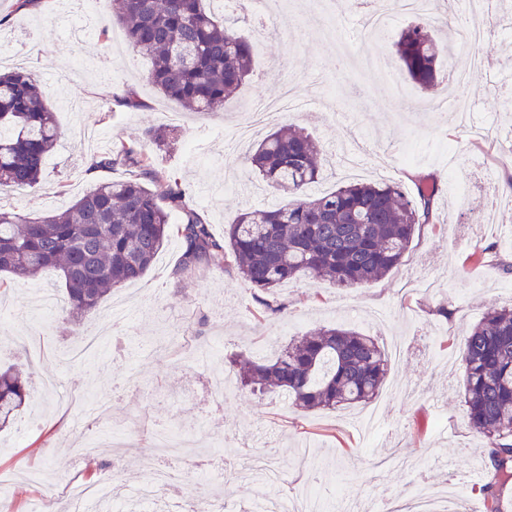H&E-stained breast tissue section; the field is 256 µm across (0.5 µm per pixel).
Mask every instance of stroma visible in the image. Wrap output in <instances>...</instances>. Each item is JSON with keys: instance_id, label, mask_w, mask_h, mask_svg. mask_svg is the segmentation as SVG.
<instances>
[{"instance_id": "obj_1", "label": "stroma", "mask_w": 512, "mask_h": 512, "mask_svg": "<svg viewBox=\"0 0 512 512\" xmlns=\"http://www.w3.org/2000/svg\"><path fill=\"white\" fill-rule=\"evenodd\" d=\"M289 2L291 11L277 17L276 35L258 49L238 94L221 109L194 112L155 91L148 59L132 50L120 26L77 41L59 31L62 0H39L20 13L12 0H0V50L44 85L60 131L40 184L0 191L4 207L35 218L66 209L96 183L133 176L128 167L89 172L84 128L139 142L147 129L174 123L180 139L158 162L223 237L228 217L238 211L287 200L251 170L249 147L225 153L216 134L243 122L254 100L275 96L282 71L295 73L305 99H333L339 112L359 118L354 128L320 112H289L260 128L264 136L292 124L320 145L326 164L309 194L373 177L400 183L409 194L418 175L433 177L439 187L436 223L422 228L392 273L357 288L289 282L279 293L287 309L276 317L264 315L249 287L219 264L175 278L181 248L169 238L140 281L114 288L87 318V329L107 325V311L119 304L129 316L111 344L86 360H61L79 340L65 311L48 319L33 315L37 289L62 298L56 273L25 283L0 274V366L22 370L30 386L20 424L0 430V472L17 475L7 490L14 512H56L68 502L71 479L85 475L74 448L86 433L127 425L145 440L170 420L195 434L203 462L181 487L185 503L215 495L235 512H251L265 496L292 498L311 486L327 512H337L344 498L364 510L380 496L406 508L422 491L445 496L460 512H485L480 482L466 478L484 461L468 450L477 435L455 346L490 307L512 304V274L465 265L476 246L489 244L512 262V210L495 207L512 166L501 165L496 137L473 140L440 114L422 111L426 101L458 90L448 67H440L429 89L408 84L402 109L391 104V88L380 77L351 62L337 69L329 35H338L353 55L375 48L387 53L410 16H398L378 44L351 20L348 0H330L324 17L310 16L312 0ZM511 27L498 22L478 46L489 65L467 68L461 89L475 121L493 130L512 125V112L501 105V79L512 74L502 34ZM128 86L138 89L140 109L116 105ZM332 325L375 337L386 351V379L370 405L303 413L279 395H255L237 383L209 413L196 412L213 373L233 376L235 355L267 359L291 338ZM126 456L125 449H113L111 465L99 473L120 495L148 480Z\"/></svg>"}]
</instances>
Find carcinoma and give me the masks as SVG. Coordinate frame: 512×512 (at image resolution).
I'll return each mask as SVG.
<instances>
[{
	"label": "carcinoma",
	"mask_w": 512,
	"mask_h": 512,
	"mask_svg": "<svg viewBox=\"0 0 512 512\" xmlns=\"http://www.w3.org/2000/svg\"><path fill=\"white\" fill-rule=\"evenodd\" d=\"M214 0H112L105 33L120 25L129 45L151 62L149 81L164 98L212 112L233 97L252 71L256 46L215 15ZM395 53L422 88L437 79L443 48L424 19L403 28ZM59 130L39 80L30 72L0 73V190L34 188ZM177 139L149 129L139 143L122 139L90 157L88 170L125 166L138 177L92 186L68 208L29 218L0 208V273L28 281L55 270L65 288L69 321L84 319L112 289L140 280L171 235L182 244L176 276L214 261L252 290L267 314L284 308L279 287L293 279L327 280L353 288L384 278L402 262L416 234L434 223L437 187L416 180L409 196L397 185L350 183L322 196L307 186L321 173L320 153L302 130L283 126L248 156L251 168L289 200L272 209L238 212L214 235L189 207L178 181L157 156ZM183 214L171 223V212ZM471 427L489 441L482 450L495 475H512V306L489 309L457 345ZM243 386L274 390L304 412L371 402L387 373L378 341L354 328L325 327L292 340L271 359L242 356ZM27 396L22 372L0 369V429L19 417Z\"/></svg>",
	"instance_id": "1"
}]
</instances>
